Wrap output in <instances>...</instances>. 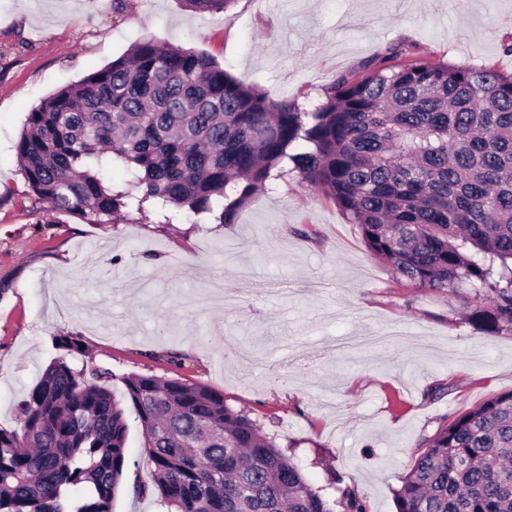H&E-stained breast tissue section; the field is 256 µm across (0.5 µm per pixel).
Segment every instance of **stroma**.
Returning <instances> with one entry per match:
<instances>
[{"label": "stroma", "mask_w": 512, "mask_h": 512, "mask_svg": "<svg viewBox=\"0 0 512 512\" xmlns=\"http://www.w3.org/2000/svg\"><path fill=\"white\" fill-rule=\"evenodd\" d=\"M200 52L310 109L392 43L414 60L512 73V0H0V428L80 340L118 374L210 387L290 448L396 512L420 438L512 390V333L469 319L468 291L397 278L322 192L270 181L233 224H87L34 203L16 162L28 112L141 39ZM440 383L448 395L430 399Z\"/></svg>", "instance_id": "35a3bbf8"}]
</instances>
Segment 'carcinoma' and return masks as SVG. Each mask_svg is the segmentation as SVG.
I'll return each instance as SVG.
<instances>
[{"mask_svg":"<svg viewBox=\"0 0 512 512\" xmlns=\"http://www.w3.org/2000/svg\"><path fill=\"white\" fill-rule=\"evenodd\" d=\"M222 12L234 0H180ZM391 44L339 74L311 112L145 39L42 100L15 146L29 192L86 224H233L271 178L297 173L360 226L370 252L418 288L473 290L471 318L512 331V74L402 62ZM121 165L129 178L112 179ZM55 358L0 428V512H113L130 467L160 512H367L334 470L326 500L294 456L224 395L122 374L61 336ZM119 381L121 388L114 386ZM145 456L127 452L128 416ZM397 512H512V391L419 443Z\"/></svg>","mask_w":512,"mask_h":512,"instance_id":"obj_1","label":"carcinoma"}]
</instances>
